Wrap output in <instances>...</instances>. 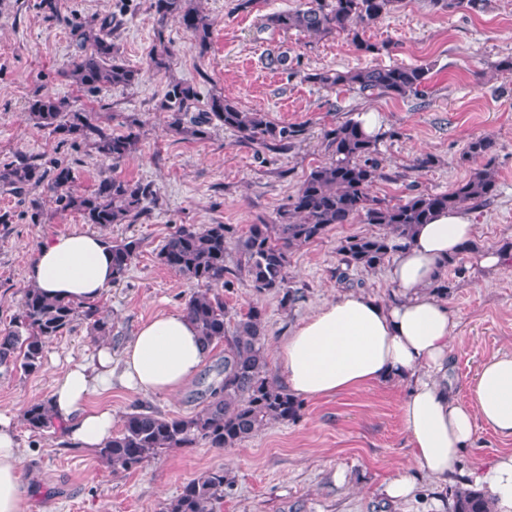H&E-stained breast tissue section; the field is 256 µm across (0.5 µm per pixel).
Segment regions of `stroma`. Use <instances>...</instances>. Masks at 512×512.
Masks as SVG:
<instances>
[{"instance_id": "obj_1", "label": "stroma", "mask_w": 512, "mask_h": 512, "mask_svg": "<svg viewBox=\"0 0 512 512\" xmlns=\"http://www.w3.org/2000/svg\"><path fill=\"white\" fill-rule=\"evenodd\" d=\"M40 0H0V165L17 154L52 168H71L76 189H93L106 175L151 183L156 196L134 222L97 227L108 242L137 239L140 247L124 280L99 299L109 332L94 342L85 321L50 340L42 368L24 373L0 367V412L22 414L31 402L47 399L53 380L70 365L84 362L99 344L113 356L138 327L161 312L182 310L196 293L158 251L176 228L229 224L245 232L252 224H275L309 171L330 162L323 133L329 126L377 113L380 177L370 194L398 200L425 192L441 193L468 179L476 167L467 160L469 141L490 137L496 144L491 165L497 192L486 206L471 211L476 250L498 249L512 241V0H486L482 10L445 12L428 0H398L394 9L364 32L377 53L363 54L347 39L282 32L266 24L269 14L292 10L301 0H193L212 23L207 53H199L177 19L159 23L150 0H56L55 16ZM115 15L112 40L121 58L140 69L141 80L126 88L87 93L63 76L73 47L71 24ZM168 45V71L151 69L159 44ZM284 64H276V57ZM404 63L429 71L425 96L368 97L342 86L326 87L311 74ZM192 84L200 102L224 95L241 109L265 113L275 123L304 126L292 148L239 142L223 127L206 138L185 140L171 132L156 105L169 81ZM69 97L99 112L102 123L122 133L126 116L141 122L137 150L114 163L83 145L37 127L28 118L31 99ZM432 167L414 169L422 155ZM78 213L61 212L43 187L18 195L0 188V330L17 315L33 261L32 247L49 236L86 231ZM383 226L361 221L338 224L295 251L288 285L299 298L284 305L278 294L253 292L245 275L223 289L232 311L250 307L265 313L268 343L276 345L326 301L362 291L386 302L394 284L390 266L351 271L340 282L338 247L346 237L383 233ZM465 274L447 272L445 301L457 323L449 375L460 400L479 366L492 356L512 353V258L497 267H478L462 255ZM223 347L213 348L198 376L176 396L143 394L113 385L93 395L92 407L111 408L114 430H121L134 405L147 404L170 415L190 416L208 400L220 380ZM402 389L385 385L305 400L299 419L273 423L238 447L205 445L171 449L144 467L112 470L98 449L73 446L65 432L35 433L17 422L25 449L22 476L29 485L32 512H160L187 482L214 468L233 480L217 512H448L451 489L507 448L491 428L479 427L460 461V474L434 480L418 475L413 497L390 499L384 487L396 468L411 459L402 415Z\"/></svg>"}]
</instances>
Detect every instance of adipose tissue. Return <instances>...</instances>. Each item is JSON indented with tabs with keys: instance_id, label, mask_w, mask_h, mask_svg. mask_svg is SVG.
Listing matches in <instances>:
<instances>
[{
	"instance_id": "adipose-tissue-1",
	"label": "adipose tissue",
	"mask_w": 512,
	"mask_h": 512,
	"mask_svg": "<svg viewBox=\"0 0 512 512\" xmlns=\"http://www.w3.org/2000/svg\"><path fill=\"white\" fill-rule=\"evenodd\" d=\"M474 232L464 212L437 213L399 251L390 301L345 293L325 302L273 352L280 384L302 398H330L366 385L405 387L401 413L412 457L385 485L392 499L412 495L416 473L436 480L454 475L478 426L512 439V354L483 363L468 383L467 401H460L448 379L455 324L447 304L431 290ZM33 253L31 283L48 296L93 300L112 285V251L96 233L48 237ZM209 352L184 312L161 313L139 327L120 360L103 346L90 362L64 371L49 403L74 445L98 447L111 438L114 417L111 408L90 407L92 395L111 390L116 381L138 392L180 394ZM22 457L14 417L0 412V512H30ZM470 479L488 490L494 512H512L511 451L473 471Z\"/></svg>"
}]
</instances>
